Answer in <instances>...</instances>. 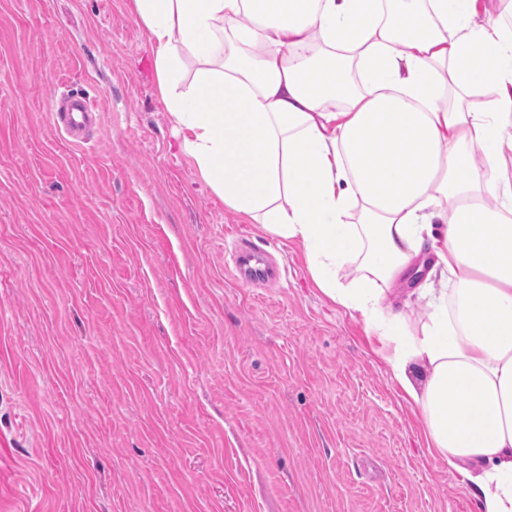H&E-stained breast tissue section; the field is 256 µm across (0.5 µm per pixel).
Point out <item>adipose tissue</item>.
Segmentation results:
<instances>
[{
	"label": "adipose tissue",
	"mask_w": 512,
	"mask_h": 512,
	"mask_svg": "<svg viewBox=\"0 0 512 512\" xmlns=\"http://www.w3.org/2000/svg\"><path fill=\"white\" fill-rule=\"evenodd\" d=\"M476 3L133 0L201 179L300 243L478 512H512V27ZM399 283L420 327L387 302Z\"/></svg>",
	"instance_id": "ef3b65f1"
}]
</instances>
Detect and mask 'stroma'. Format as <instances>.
<instances>
[{"label": "stroma", "mask_w": 512, "mask_h": 512, "mask_svg": "<svg viewBox=\"0 0 512 512\" xmlns=\"http://www.w3.org/2000/svg\"><path fill=\"white\" fill-rule=\"evenodd\" d=\"M378 348L200 180L132 0H0V512H477ZM53 113L56 121L62 125L66 134L76 141L84 135L91 124L92 115L96 112L95 107L86 100L71 104L66 109L60 107L57 109V102L54 105ZM254 249L248 245H241L235 253L234 263L238 275L252 284L265 283L277 274V270L272 267L251 266V256Z\"/></svg>", "instance_id": "stroma-1"}]
</instances>
